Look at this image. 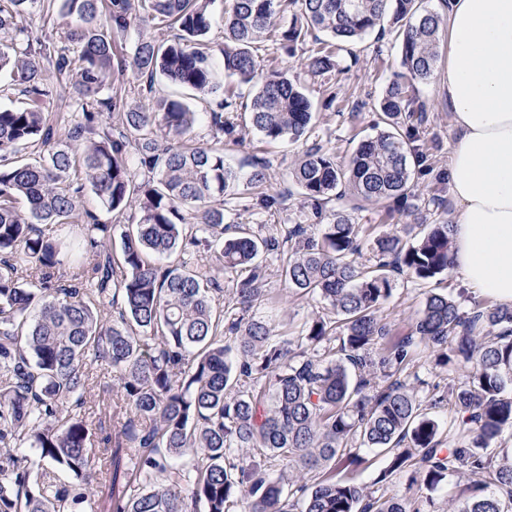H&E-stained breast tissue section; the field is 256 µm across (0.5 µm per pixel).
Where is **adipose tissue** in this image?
<instances>
[{"label": "adipose tissue", "instance_id": "obj_1", "mask_svg": "<svg viewBox=\"0 0 512 512\" xmlns=\"http://www.w3.org/2000/svg\"><path fill=\"white\" fill-rule=\"evenodd\" d=\"M445 34L450 257L473 294L512 305V0H448Z\"/></svg>", "mask_w": 512, "mask_h": 512}]
</instances>
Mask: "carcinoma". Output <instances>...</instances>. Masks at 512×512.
Returning <instances> with one entry per match:
<instances>
[{
	"instance_id": "1",
	"label": "carcinoma",
	"mask_w": 512,
	"mask_h": 512,
	"mask_svg": "<svg viewBox=\"0 0 512 512\" xmlns=\"http://www.w3.org/2000/svg\"><path fill=\"white\" fill-rule=\"evenodd\" d=\"M5 2L0 72L30 104L0 106V512H73L103 485L81 414L102 364L120 395L101 512H230L239 498L248 512H424L416 500L336 478V466L361 447L385 451L389 474L415 468L431 492L463 467L480 476L486 494L461 492L448 512H512V453L489 452L512 432V306L467 312L432 292L413 330L390 340L380 305L405 271L417 282L448 273L451 225L404 224L369 242L349 214L328 208L346 185L361 207L385 203L391 216L407 205L415 177L432 171L425 105L391 81L376 108L377 133L341 167L310 138L315 112L304 82L259 72L256 55L271 36L290 56L310 41L307 75L326 84L336 50L375 31L384 37L390 16L402 66L425 83L441 38V16L426 0H231L216 48L208 41L216 0ZM57 5L76 18L71 47L13 27L14 15ZM157 18L174 38H142L131 58L114 62L115 37L135 20ZM49 66L71 78L79 108L64 129L40 107ZM128 71L141 98L159 79L217 98L208 112L214 142H195L198 113L171 95L148 110L117 111L118 98L105 91ZM226 80L254 89L245 121L252 130L269 142L305 143L288 195L298 191L307 212L288 228L281 276L297 293L318 296L329 315L312 318L296 338L279 337L252 314L266 275L259 256L281 251L282 242L224 221L238 200L262 214L285 199L263 191L268 159L239 167L224 160V140L239 141L242 117ZM77 167L84 186L70 183ZM85 187L107 210L129 213L119 252L111 225L79 211ZM40 224L59 233H38ZM77 241L84 251L67 268L62 256ZM367 247L372 266L360 262ZM190 249L236 273L224 313L210 299L223 288L209 270L188 267ZM305 344L324 352L310 354ZM379 345L378 377L369 366ZM421 345L438 365L471 366L465 383L448 388L463 428L453 448L443 447L438 422L397 377ZM278 460L288 473L273 480L268 469ZM49 469L75 477L80 491L59 487Z\"/></svg>"
}]
</instances>
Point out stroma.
Instances as JSON below:
<instances>
[{
  "mask_svg": "<svg viewBox=\"0 0 512 512\" xmlns=\"http://www.w3.org/2000/svg\"><path fill=\"white\" fill-rule=\"evenodd\" d=\"M70 23V18L56 11L46 13L36 10L16 19L17 26L26 29L31 36L53 38L60 46L67 43L66 34ZM336 61L338 71L335 82L339 94L331 109L319 110L315 133L320 139L328 141L335 152L337 163L344 165L349 162L359 142L371 135L375 105L387 84L403 75L404 69L401 65L400 42L392 34L382 39L371 36L344 48L338 52ZM415 93L427 106L434 166L439 170L447 169L455 133L450 114L441 98L442 89L431 81L416 84ZM300 151V144L270 143L248 129L242 130L240 143L228 141L224 144V156L234 166L254 155L270 159L271 168L266 187L270 194L278 192L287 184ZM433 184L434 177L430 174L416 179L412 199L415 215L430 224L450 221L456 204L447 191L442 193L440 204H433ZM285 259L282 253L264 257L267 273L254 312L269 319L279 334L292 337L299 334L306 322L321 313L322 305L318 298L298 295L288 287L281 276ZM429 288L406 275L398 278L391 296L381 307L383 319L392 326L395 333H406L414 324ZM468 373V367L460 364L438 366L429 352L419 350L406 365L402 376L414 387L420 399L426 400L434 389L444 390L464 382ZM119 392L117 381L111 379L105 386L92 387L85 394L83 414L90 426V447L94 454L103 452L102 439L113 432L108 411ZM386 466L385 455L366 453L361 463L341 468L338 476L388 496L430 498L429 512H446L449 499L454 498L460 489L475 485L478 481L477 476L463 470L450 478L442 490L430 493L422 483L414 481L412 471L384 477Z\"/></svg>",
  "mask_w": 512,
  "mask_h": 512,
  "instance_id": "1",
  "label": "stroma"
}]
</instances>
